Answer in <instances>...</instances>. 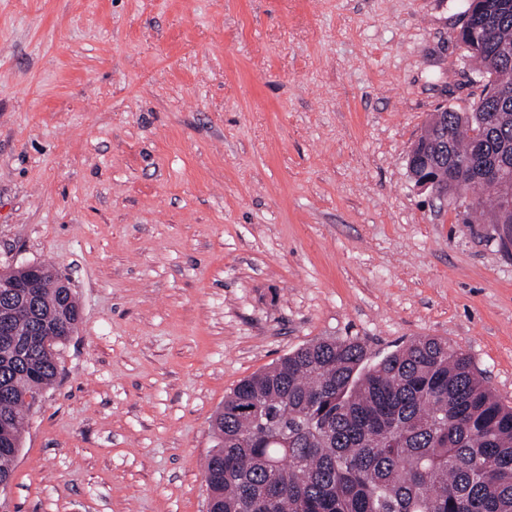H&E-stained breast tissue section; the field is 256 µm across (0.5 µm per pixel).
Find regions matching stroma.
Returning a JSON list of instances; mask_svg holds the SVG:
<instances>
[{
    "mask_svg": "<svg viewBox=\"0 0 512 512\" xmlns=\"http://www.w3.org/2000/svg\"><path fill=\"white\" fill-rule=\"evenodd\" d=\"M466 0H0V272L81 320L0 512H206L210 419L320 337L417 336L512 406V248L415 187L480 92Z\"/></svg>",
    "mask_w": 512,
    "mask_h": 512,
    "instance_id": "stroma-1",
    "label": "stroma"
}]
</instances>
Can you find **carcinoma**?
<instances>
[{
	"mask_svg": "<svg viewBox=\"0 0 512 512\" xmlns=\"http://www.w3.org/2000/svg\"><path fill=\"white\" fill-rule=\"evenodd\" d=\"M492 31L462 26L454 36L477 65L481 94L467 111L450 109L414 142L413 172L439 168L434 143L448 132V159L467 155L482 113H500L487 152L512 145V0H469L481 14L498 3ZM478 189L464 223L480 214L512 229V183L471 178L448 195ZM20 284L0 291V307L29 298L12 322L17 345H0V484L10 483L25 412L58 375L60 348L77 329L73 289L50 264L3 274ZM204 478L212 512H512V407L502 404L471 358L447 341L416 337L374 361L356 337H326L239 382L211 421Z\"/></svg>",
	"mask_w": 512,
	"mask_h": 512,
	"instance_id": "obj_1",
	"label": "carcinoma"
}]
</instances>
